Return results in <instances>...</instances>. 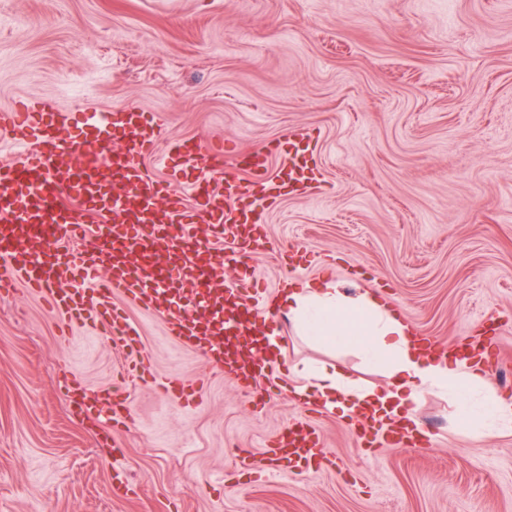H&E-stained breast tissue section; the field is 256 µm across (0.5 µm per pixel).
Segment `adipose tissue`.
<instances>
[{"instance_id": "1", "label": "adipose tissue", "mask_w": 512, "mask_h": 512, "mask_svg": "<svg viewBox=\"0 0 512 512\" xmlns=\"http://www.w3.org/2000/svg\"><path fill=\"white\" fill-rule=\"evenodd\" d=\"M297 335L327 350L358 353L386 378L379 386L352 377L331 361H296L288 366L296 397H315L341 417L366 406L414 419L428 393L450 396L462 428L474 436L512 431V404L488 393L483 368L421 357L412 327L380 294L351 296L332 280L291 282L281 297Z\"/></svg>"}]
</instances>
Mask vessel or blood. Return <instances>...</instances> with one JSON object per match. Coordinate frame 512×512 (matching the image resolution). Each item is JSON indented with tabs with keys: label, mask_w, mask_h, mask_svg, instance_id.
Here are the masks:
<instances>
[{
	"label": "vessel or blood",
	"mask_w": 512,
	"mask_h": 512,
	"mask_svg": "<svg viewBox=\"0 0 512 512\" xmlns=\"http://www.w3.org/2000/svg\"><path fill=\"white\" fill-rule=\"evenodd\" d=\"M64 118L49 100L24 111L0 112V131L9 133L20 148L15 158L0 160V262L28 287L44 292L49 304L73 320L97 310L114 338L133 346L135 330L112 310V298L122 294L143 307L163 313L168 331L181 343L201 351L239 385L259 390L262 378L279 360L261 353L257 322L260 307L247 301L241 288L213 294L211 273L224 257L208 238L198 236L195 218L180 195H163L162 187L143 165L157 134L146 113L127 107L121 116L123 144L107 151L112 139L108 116L90 114L74 136L61 135ZM299 132L284 142L240 156L224 172V156L202 152L195 144L172 141L169 151L184 163L208 169L193 187L197 197L211 202L205 220L224 227V235L250 240L256 228L251 210L236 207V199H278L290 186L311 185L319 172L299 148ZM285 156L277 176H269L268 159ZM104 219L92 251L74 261L67 245L86 241L89 225ZM203 291L206 304L182 306L185 290ZM424 351L445 358L488 359V339L471 336L451 345L422 337ZM69 394L80 397L83 412L101 417L102 398L73 383ZM373 415L353 420L350 432L366 447L406 444L432 445L421 429L379 430ZM281 472L319 470L327 458L317 428L307 422L287 423L269 449Z\"/></svg>",
	"instance_id": "vessel-or-blood-1"
}]
</instances>
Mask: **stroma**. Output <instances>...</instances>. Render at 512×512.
I'll list each match as a JSON object with an SVG mask.
<instances>
[{
  "label": "stroma",
  "mask_w": 512,
  "mask_h": 512,
  "mask_svg": "<svg viewBox=\"0 0 512 512\" xmlns=\"http://www.w3.org/2000/svg\"><path fill=\"white\" fill-rule=\"evenodd\" d=\"M44 98L70 135L89 109L148 113L144 163L190 207L198 172L169 141L230 158L312 132L321 180L265 209L261 246L196 226L225 255L249 253L214 286L269 299L261 322L288 360L384 381L355 353L304 342L277 306L289 282L326 278L384 293L446 343L496 318L512 358V0H0V110ZM115 307L136 351L89 321L64 327L21 282L0 296V512H512V433L467 437L450 396L418 406L434 448H362L347 421L296 401L287 367L254 398L161 314ZM134 356L142 368L122 377ZM75 380L115 392L123 419L79 414ZM295 418L331 465L240 475Z\"/></svg>",
  "instance_id": "obj_1"
}]
</instances>
